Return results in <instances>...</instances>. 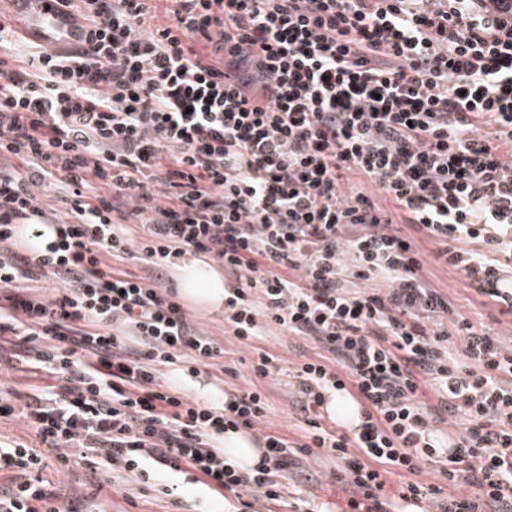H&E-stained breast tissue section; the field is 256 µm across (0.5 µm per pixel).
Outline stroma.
I'll use <instances>...</instances> for the list:
<instances>
[{"label": "stroma", "instance_id": "35a3bbf8", "mask_svg": "<svg viewBox=\"0 0 512 512\" xmlns=\"http://www.w3.org/2000/svg\"><path fill=\"white\" fill-rule=\"evenodd\" d=\"M421 250L426 275L448 291L462 315L473 318L490 334L505 339L512 337V317L498 314L496 307L481 305L468 286L465 272L437 264L432 257L431 245L422 244ZM184 308L198 327L224 349V362L232 368L231 374L224 377L225 391L234 393L258 385L270 407L269 421L282 434L296 436L298 422L292 408L293 398L287 377L275 375L257 379L251 364L261 349L296 363L300 358L316 356L317 347L308 344L303 352L294 351L293 338L283 336L272 324L267 325L263 339L243 343L226 334L223 308L203 307L189 302L185 303ZM43 455L44 468L40 476L53 484L60 495L59 503L63 506L68 505L70 499L80 497L85 499L89 512H226L228 508L227 502L206 497L200 487L192 484L184 475H159V485L167 484L176 489L174 495L166 496L158 493L156 487L140 490L122 478L106 473L95 475L91 465L84 461L64 472L59 470L53 450L44 449ZM336 468V457L322 456L310 468L311 480L303 481L301 486L302 498L322 505L325 512H343L345 508L346 494L332 478Z\"/></svg>", "mask_w": 512, "mask_h": 512}]
</instances>
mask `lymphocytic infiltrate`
Listing matches in <instances>:
<instances>
[{"label": "lymphocytic infiltrate", "mask_w": 512, "mask_h": 512, "mask_svg": "<svg viewBox=\"0 0 512 512\" xmlns=\"http://www.w3.org/2000/svg\"><path fill=\"white\" fill-rule=\"evenodd\" d=\"M58 3L84 43L0 54V347L47 379L0 416L20 414L61 468L90 455L138 484L172 472L212 497L298 505L295 469L328 453L346 512L427 497L512 512V353L425 277L416 246L512 316V0H166L158 26L150 0ZM45 184L71 207L37 254L18 238ZM189 252L237 277V339L271 322L318 345L252 365L289 377L301 435L271 426L258 387L206 404L163 379L187 358L227 370L162 282ZM330 389L360 404L352 433L323 421ZM436 423L456 426L452 447ZM241 428L265 445L249 474L224 457ZM41 466L0 443V512H82Z\"/></svg>", "instance_id": "1"}]
</instances>
